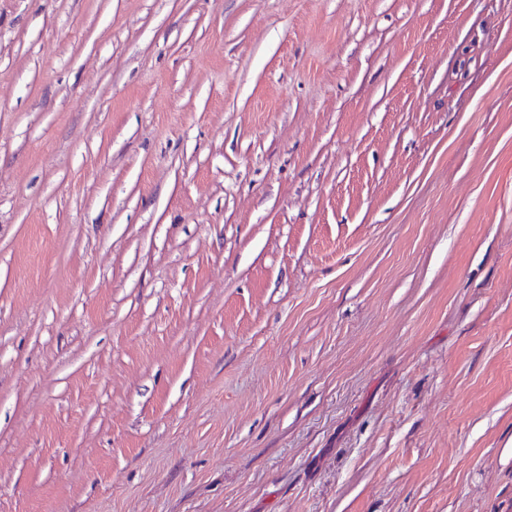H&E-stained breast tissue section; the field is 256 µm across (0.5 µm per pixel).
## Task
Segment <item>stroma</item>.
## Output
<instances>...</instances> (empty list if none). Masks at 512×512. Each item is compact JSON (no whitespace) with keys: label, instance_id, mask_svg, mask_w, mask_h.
Returning a JSON list of instances; mask_svg holds the SVG:
<instances>
[{"label":"stroma","instance_id":"1","mask_svg":"<svg viewBox=\"0 0 512 512\" xmlns=\"http://www.w3.org/2000/svg\"><path fill=\"white\" fill-rule=\"evenodd\" d=\"M0 512H512V0H0Z\"/></svg>","mask_w":512,"mask_h":512}]
</instances>
